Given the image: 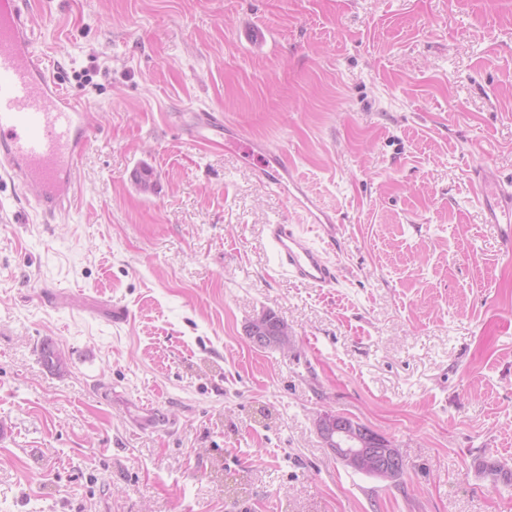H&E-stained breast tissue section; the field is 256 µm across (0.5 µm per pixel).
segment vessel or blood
<instances>
[{
	"label": "vessel or blood",
	"mask_w": 512,
	"mask_h": 512,
	"mask_svg": "<svg viewBox=\"0 0 512 512\" xmlns=\"http://www.w3.org/2000/svg\"><path fill=\"white\" fill-rule=\"evenodd\" d=\"M28 3L0 0V180L36 185L37 206L48 223L69 201L91 125L87 108L60 90L37 51ZM476 179L486 223L503 227L512 244V179L483 170ZM311 221L322 230L319 239L297 224H270L266 241L278 267L293 279L336 287L341 269L330 254L337 249V218L319 210Z\"/></svg>",
	"instance_id": "1"
}]
</instances>
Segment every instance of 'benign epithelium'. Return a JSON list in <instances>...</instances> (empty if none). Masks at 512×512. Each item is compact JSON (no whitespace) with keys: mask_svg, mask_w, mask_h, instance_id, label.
<instances>
[{"mask_svg":"<svg viewBox=\"0 0 512 512\" xmlns=\"http://www.w3.org/2000/svg\"><path fill=\"white\" fill-rule=\"evenodd\" d=\"M256 344L274 343L280 347L292 344L286 324L270 329L266 319L259 318L249 327ZM316 428L336 457L352 465L367 464L378 472L391 474L400 469L401 454L397 448L380 440L362 423L331 411L317 415Z\"/></svg>","mask_w":512,"mask_h":512,"instance_id":"obj_1","label":"benign epithelium"}]
</instances>
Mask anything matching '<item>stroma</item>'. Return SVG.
Listing matches in <instances>:
<instances>
[{
    "label": "stroma",
    "instance_id": "stroma-1",
    "mask_svg": "<svg viewBox=\"0 0 512 512\" xmlns=\"http://www.w3.org/2000/svg\"><path fill=\"white\" fill-rule=\"evenodd\" d=\"M31 9L94 130L54 223L0 183V512H512V250L472 181L512 178V0ZM246 142L336 214V288L276 270L266 225L310 218ZM326 410L403 476L345 467ZM261 155L263 156L264 161L267 162V166H269L270 163H273L277 167L280 168L282 174H279V177H278L277 183H276L280 189H282L284 187V178L286 177V178H288V187L291 185L292 188L298 194L303 196L298 183L293 178L291 166L288 167V162L286 160H282V164H281L279 153L270 151L268 149H262ZM264 315L274 325L279 322L284 323L283 320L277 317L273 312L269 311L264 313ZM249 332L257 345L267 344L270 342L278 345L279 347H284L292 344L291 331L288 328V324H278V326L270 332V328L266 324V319L259 318L250 325ZM279 347L268 345L264 348H274L283 352H288V349L284 350ZM315 424L318 433L339 460L358 466L368 464L376 471L384 472L375 473L365 466L354 469L344 464L347 467L388 482H396L403 475L405 464L399 471L403 458L399 450L388 445L392 443L385 437L377 433L378 437L375 436L364 424L332 411L319 413ZM396 471L399 472L393 473Z\"/></svg>",
    "mask_w": 512,
    "mask_h": 512
}]
</instances>
